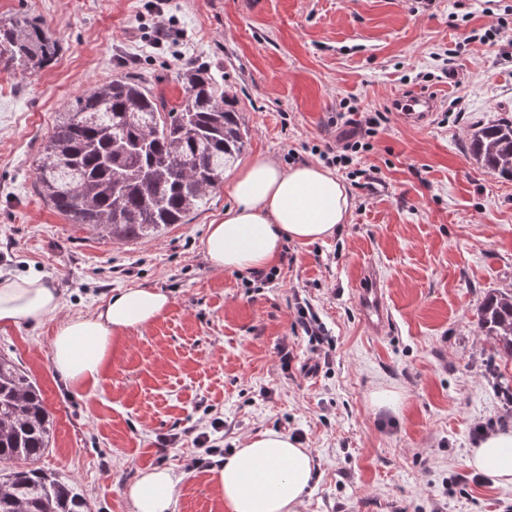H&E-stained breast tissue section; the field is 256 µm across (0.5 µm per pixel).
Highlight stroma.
Wrapping results in <instances>:
<instances>
[{"label":"stroma","mask_w":512,"mask_h":512,"mask_svg":"<svg viewBox=\"0 0 512 512\" xmlns=\"http://www.w3.org/2000/svg\"><path fill=\"white\" fill-rule=\"evenodd\" d=\"M23 15L61 46L36 72L0 65V273L42 277L61 296L41 326L0 327V355L53 415L41 467L77 482L92 512H131L127 487L154 467L175 477V512H227L210 470L184 467L194 430L218 416L224 448L272 429L311 450L298 512H512V485L465 464L477 425L512 428L498 392L512 359L477 324L488 291L512 290V181L467 149L472 125L512 116V0H0V22ZM493 25L500 35L484 39ZM191 65L233 99L248 129L242 166L259 154L285 168L317 160L341 135L337 113L386 115L337 172L347 224L285 241L273 283L207 262L223 188L186 223L125 242L70 223L36 190L40 148L74 96L129 74L173 108ZM409 89L442 97L426 124L388 107ZM371 268L390 312L377 336L353 299ZM125 288L160 289L170 306L113 341L97 383L65 388L56 327ZM303 309L326 344L300 329ZM381 390L399 394L397 409L374 404ZM173 433L181 441L162 446Z\"/></svg>","instance_id":"stroma-1"}]
</instances>
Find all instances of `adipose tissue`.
<instances>
[{
  "mask_svg": "<svg viewBox=\"0 0 512 512\" xmlns=\"http://www.w3.org/2000/svg\"><path fill=\"white\" fill-rule=\"evenodd\" d=\"M226 193L230 203L224 217L209 225L204 241L205 256L216 270L266 268L285 240H324L350 215L345 185L318 162L286 169L271 157L256 156L235 174ZM169 306V296L159 289L128 288L112 294L96 313L63 320L51 340L52 367L60 381L68 388L96 381L113 339L148 326ZM60 307L59 293L41 278H0V327L37 326ZM466 464L498 483H512V430L487 435L471 448ZM212 472L229 512H297L313 477V459L288 435L266 430L249 436ZM129 498L133 512H174L171 471H141Z\"/></svg>",
  "mask_w": 512,
  "mask_h": 512,
  "instance_id": "obj_1",
  "label": "adipose tissue"
}]
</instances>
